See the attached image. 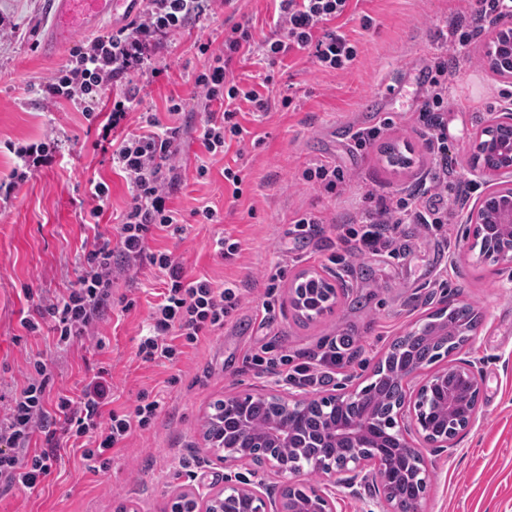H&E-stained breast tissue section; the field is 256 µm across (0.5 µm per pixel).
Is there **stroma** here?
<instances>
[{"label":"stroma","mask_w":512,"mask_h":512,"mask_svg":"<svg viewBox=\"0 0 512 512\" xmlns=\"http://www.w3.org/2000/svg\"><path fill=\"white\" fill-rule=\"evenodd\" d=\"M468 0H360L346 32L358 57L343 72L318 69L307 54L271 65L248 56L234 74L253 82L272 76L277 96L292 107L247 109L243 155L235 151L210 156L194 137L180 146L182 181L172 198L185 220L184 234L162 232L149 239L150 249H167L179 257L187 277H207L235 284L238 309L224 327L176 364L146 363L137 355L147 332L150 306L163 288V276L151 266L133 278H119L114 296L135 299L130 310L114 303L101 328L104 347L78 339L58 345L49 325L27 332L21 316L37 304L70 292L82 272L80 260L98 239L113 234L111 225L83 223L92 202L87 182L101 178L111 189L109 212L120 216L131 190L110 152L99 140V121L68 103L45 110L41 88L69 59L70 45L44 53L42 31L51 23L50 0H0V181L9 180L18 144L58 136L56 161L40 168L20 186L15 198L0 206V414L6 413L25 380L30 362L43 360L50 378L49 397L77 395L93 369H111L113 406L130 410L140 397L159 399L161 411L150 429L134 432L115 451L108 469L94 472L81 449L62 450L44 484L0 495V512H167L185 489H218L247 482L278 488L281 479L264 466L224 469L209 455L202 431L213 405L229 394L269 388L306 397L336 392L338 386H366L389 344L413 325L424 323L446 303L472 305L480 317L464 348L483 380L478 418L459 439L454 452L427 449L430 480L427 512H512V268L477 260L466 246L469 212L490 186L472 174L470 144L493 113L512 108V82L493 73L485 61L487 42L498 30L488 24L448 69L450 91L443 121L448 130V222L435 229L402 225L394 252L345 257L336 227L350 223L364 207L367 192L408 194L427 171L434 155L422 136L423 74L440 52L450 26L468 11ZM370 26H362L361 15ZM249 21L255 39L274 28L273 0H239L233 9L187 27L170 41L159 61V76L144 79L143 108L165 113L169 98L180 99L192 124L204 114L193 97L194 77L204 58L195 44L211 40L224 46L229 21ZM404 82L407 95L394 101L375 98L387 83ZM385 130L373 146L356 151L349 132L374 125ZM393 145L407 159L390 165L383 152ZM340 167L345 180L334 192L303 180L315 163ZM209 173L198 178L197 164ZM242 169L240 198L224 181L225 166ZM218 209V224L197 223L193 209ZM308 211L321 212L325 224L313 236L296 233L294 221ZM230 237L240 243L230 260L214 252L215 242ZM281 267L275 312L263 323L266 272ZM337 271L345 286L334 311L320 319L299 318L288 290L300 272ZM350 339L343 362L331 381L300 386L281 375L249 367L253 354L304 356Z\"/></svg>","instance_id":"obj_1"}]
</instances>
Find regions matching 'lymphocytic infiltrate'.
Listing matches in <instances>:
<instances>
[{
    "mask_svg": "<svg viewBox=\"0 0 512 512\" xmlns=\"http://www.w3.org/2000/svg\"><path fill=\"white\" fill-rule=\"evenodd\" d=\"M223 0H149L139 19L116 32L75 46L69 61L43 86L47 103L70 102L91 111L107 88H115L112 106L101 124L99 136L112 144V163L132 189V202L116 227L117 241L95 244L84 256V272L67 297L43 301L39 319L52 322L59 343L67 344L100 333V324L112 306V286L117 278L150 264L164 277V287L149 314L148 332L138 344V355L146 362L176 363L186 349L197 347L214 330L223 328L240 304L233 285H216L205 277L187 278L181 263L169 251H148L151 231L182 234L181 214L170 200L181 181L178 146L188 135H196L206 152L218 155L232 143H244L248 131L238 120L243 106L268 110L271 94L260 86L234 76L232 65L242 56L255 54L274 64L294 51H310L325 71L349 69L358 56L355 42L339 26L340 18L353 10L352 0H277L275 29L255 40L248 24L234 23L224 34V50L214 54L208 43H198L204 56L195 77L196 95L207 114L198 126H189L181 102L167 107L169 123L156 113L140 111L137 75H159L151 66L153 54L163 50L170 37L188 23L200 22ZM512 17V0H475L467 16L455 23L446 39L447 47L464 49L487 22ZM136 128H129L130 118ZM18 163L9 182L0 183V200L8 201L19 184L39 168L52 165L56 147L51 142L15 148ZM447 170L435 172L423 191L405 197L368 194L369 206L358 227L343 228L339 240L361 253H374L390 246L401 225L444 224L448 221V198L441 185ZM48 381L41 361L16 394L6 414L0 416V491L33 490L51 474L60 449L78 448L84 459L107 469L114 451L138 430L149 429L158 416L159 401H140L134 410L111 409L112 377L98 368L88 377L78 397H58L54 408H46ZM44 436L45 446L36 453L27 445L33 434Z\"/></svg>",
    "mask_w": 512,
    "mask_h": 512,
    "instance_id": "f902f5d3",
    "label": "lymphocytic infiltrate"
}]
</instances>
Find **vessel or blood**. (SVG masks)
Instances as JSON below:
<instances>
[{"label": "vessel or blood", "mask_w": 512, "mask_h": 512, "mask_svg": "<svg viewBox=\"0 0 512 512\" xmlns=\"http://www.w3.org/2000/svg\"><path fill=\"white\" fill-rule=\"evenodd\" d=\"M149 0H52L53 23L43 39V48L55 52L72 37L91 32L105 17L124 12L135 16Z\"/></svg>", "instance_id": "1"}]
</instances>
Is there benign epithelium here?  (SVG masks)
Returning a JSON list of instances; mask_svg holds the SVG:
<instances>
[{
  "label": "benign epithelium",
  "instance_id": "7a95c632",
  "mask_svg": "<svg viewBox=\"0 0 512 512\" xmlns=\"http://www.w3.org/2000/svg\"><path fill=\"white\" fill-rule=\"evenodd\" d=\"M494 72L512 80V28H503L487 43L485 51ZM474 172L496 188L475 207L471 223L486 222V210L494 208L493 228L498 236L488 243L474 236L469 245L478 258L512 264V111L497 112L490 124L475 138L472 146ZM338 273L303 272L289 300L301 310L316 289L317 297L310 315L320 317L336 302ZM416 366L395 365L392 374L401 385L400 399L386 419L385 427L399 437L402 449L416 458L410 471L396 468L379 448V429L373 416L355 422L338 420V415L364 406L369 387H352L321 398L267 391L256 394H232L221 400L224 414L209 417L204 441L215 460L226 467L262 463L281 477L307 470L318 479L300 485L289 479L279 487L277 512H337L341 486L356 493L362 481L371 491L372 507L364 512H423L424 488L429 477L428 462L414 441L429 448L455 450L457 438L475 422L482 389V378L465 360L438 370L417 382ZM262 403L276 414V424L262 432L244 433L235 443L223 441L221 416H231L242 427L249 423V407ZM311 416L325 425L313 443L326 449L310 459L299 453L284 456L280 448L296 446L293 424ZM339 441L348 451L336 454L329 448ZM171 512H269L268 496L246 483L225 486L203 496L195 489L181 494L171 504Z\"/></svg>",
  "mask_w": 512,
  "mask_h": 512
}]
</instances>
